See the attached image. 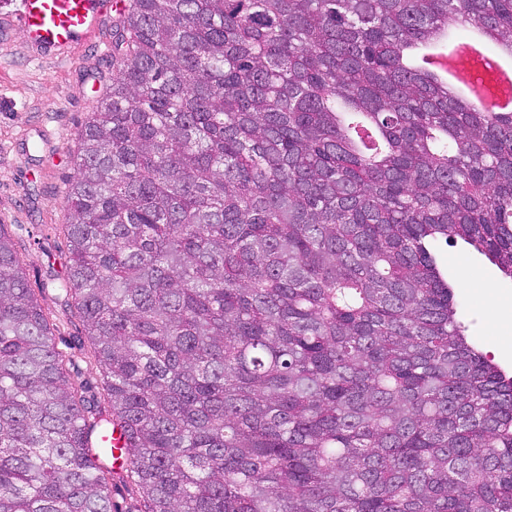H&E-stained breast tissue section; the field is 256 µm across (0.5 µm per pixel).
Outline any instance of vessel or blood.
Masks as SVG:
<instances>
[{
    "mask_svg": "<svg viewBox=\"0 0 512 512\" xmlns=\"http://www.w3.org/2000/svg\"><path fill=\"white\" fill-rule=\"evenodd\" d=\"M124 0H21L17 14L0 18V33L21 27L29 52L58 57L96 34Z\"/></svg>",
    "mask_w": 512,
    "mask_h": 512,
    "instance_id": "b4317fda",
    "label": "vessel or blood"
}]
</instances>
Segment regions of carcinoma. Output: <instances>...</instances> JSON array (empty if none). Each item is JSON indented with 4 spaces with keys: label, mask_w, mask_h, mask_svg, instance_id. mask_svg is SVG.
<instances>
[{
    "label": "carcinoma",
    "mask_w": 512,
    "mask_h": 512,
    "mask_svg": "<svg viewBox=\"0 0 512 512\" xmlns=\"http://www.w3.org/2000/svg\"><path fill=\"white\" fill-rule=\"evenodd\" d=\"M512 0H127L67 201L77 395L0 236V512H512V376L436 243L512 279V112L423 50ZM112 512H142L143 500L135 482L124 474L112 479L111 488Z\"/></svg>",
    "instance_id": "1"
}]
</instances>
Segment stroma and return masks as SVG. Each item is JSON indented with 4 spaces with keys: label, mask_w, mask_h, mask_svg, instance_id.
<instances>
[{
    "label": "stroma",
    "mask_w": 512,
    "mask_h": 512,
    "mask_svg": "<svg viewBox=\"0 0 512 512\" xmlns=\"http://www.w3.org/2000/svg\"><path fill=\"white\" fill-rule=\"evenodd\" d=\"M112 74V33L64 57H32L21 29L0 37V237L22 260L27 287L41 306L73 388L106 402V377L84 331L77 303L58 285L66 276V200L78 135ZM459 284V318L469 338L512 373V280L463 245L443 247Z\"/></svg>",
    "instance_id": "stroma-1"
}]
</instances>
